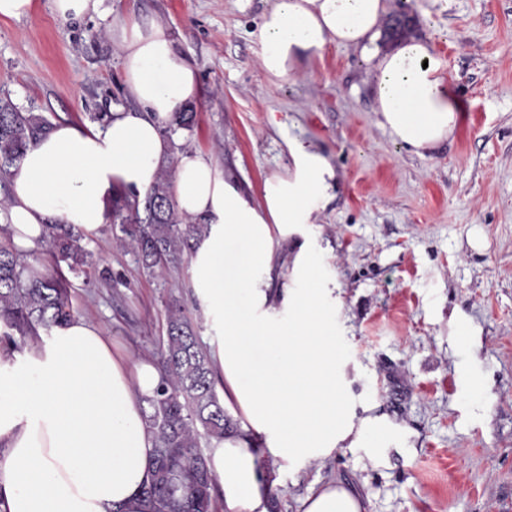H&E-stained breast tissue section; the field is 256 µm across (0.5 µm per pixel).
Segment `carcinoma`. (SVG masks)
I'll list each match as a JSON object with an SVG mask.
<instances>
[{"instance_id":"cac0c4a2","label":"carcinoma","mask_w":512,"mask_h":512,"mask_svg":"<svg viewBox=\"0 0 512 512\" xmlns=\"http://www.w3.org/2000/svg\"><path fill=\"white\" fill-rule=\"evenodd\" d=\"M195 107L186 103L162 128L171 137L193 132ZM42 117L20 112L0 99V183L9 169L43 133ZM111 220L120 224L119 241L136 252L142 268L162 274L168 265L193 250L209 225L178 211L171 182L163 174L144 196L122 194L112 199ZM46 241L56 261L74 273L85 272L89 252L83 234L72 225L49 224ZM74 318L68 283L61 276L38 274L20 263L19 252L0 242V344L21 351L32 337L63 327ZM160 382L147 399L146 421L154 434L150 480L139 492L145 512H214L217 478L200 448V439L220 441L235 429L215 386L210 353L198 340L193 321L180 306L167 307L159 340Z\"/></svg>"}]
</instances>
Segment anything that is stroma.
Segmentation results:
<instances>
[{"label":"stroma","instance_id":"obj_1","mask_svg":"<svg viewBox=\"0 0 512 512\" xmlns=\"http://www.w3.org/2000/svg\"><path fill=\"white\" fill-rule=\"evenodd\" d=\"M265 0H112L108 15L64 21L50 0L0 18V98L48 123L90 122L131 107L113 21L160 18L197 68L199 122L173 141L209 156L251 203L292 166L288 142L315 146L336 171L332 200L307 225L320 278L340 288L331 331L349 364L357 417L378 418L380 448L271 469L275 512H298L336 481L366 512H512V0H390L380 43L430 40L447 63L459 119L417 155L376 124L374 71L329 45L271 86L252 38ZM120 227L85 238L86 275L68 279L76 316L114 343L155 355L169 304L213 348L189 265L145 273Z\"/></svg>","mask_w":512,"mask_h":512}]
</instances>
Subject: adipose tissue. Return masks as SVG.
<instances>
[{"instance_id": "obj_1", "label": "adipose tissue", "mask_w": 512, "mask_h": 512, "mask_svg": "<svg viewBox=\"0 0 512 512\" xmlns=\"http://www.w3.org/2000/svg\"><path fill=\"white\" fill-rule=\"evenodd\" d=\"M387 11L388 0H271L253 32L258 62L279 87L327 45L359 51L375 70L377 125L422 155L453 133L457 100L429 40L379 46ZM110 33L134 107L113 110L101 127L61 122L38 138L11 170L8 235L33 251L54 219L99 233L113 197L146 192L175 158L179 210L210 226L191 257V284L219 336L213 359L237 426L212 442L209 467L223 512H269L264 457L304 462L384 440L376 419L351 409L329 332L336 291L319 278L308 244L289 242L325 209L336 171L313 145L289 141L292 168L266 179L259 204L248 202L210 157L174 152L161 133L199 93L167 23L121 20ZM276 263L292 283L280 293L267 283ZM159 381L151 359L131 358L83 318L23 357L0 349V512H135L154 446L146 400ZM300 512H364V504L329 481L309 491Z\"/></svg>"}]
</instances>
